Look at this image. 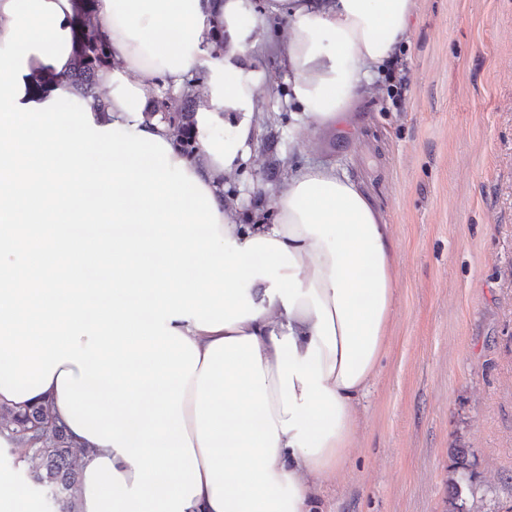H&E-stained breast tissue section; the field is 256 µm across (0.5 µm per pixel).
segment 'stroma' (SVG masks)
Listing matches in <instances>:
<instances>
[{"mask_svg": "<svg viewBox=\"0 0 512 512\" xmlns=\"http://www.w3.org/2000/svg\"><path fill=\"white\" fill-rule=\"evenodd\" d=\"M400 58L401 101L380 72L353 130L311 134L261 56L256 136L224 196L271 224L275 159L332 162L396 244L386 349L320 512H444L456 448L477 512H512V0H421Z\"/></svg>", "mask_w": 512, "mask_h": 512, "instance_id": "35a3bbf8", "label": "stroma"}]
</instances>
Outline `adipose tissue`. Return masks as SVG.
Wrapping results in <instances>:
<instances>
[{"mask_svg": "<svg viewBox=\"0 0 512 512\" xmlns=\"http://www.w3.org/2000/svg\"><path fill=\"white\" fill-rule=\"evenodd\" d=\"M419 5L100 0L108 94L72 124L65 87L31 85L71 66L73 0H0V406L47 404L85 449L79 512H315L342 474L392 320L390 226L332 163L292 168L272 224L240 223L224 180L256 57L277 52L303 130H348ZM197 70L193 159L151 109Z\"/></svg>", "mask_w": 512, "mask_h": 512, "instance_id": "ef3b65f1", "label": "adipose tissue"}]
</instances>
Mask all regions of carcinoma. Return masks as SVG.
Wrapping results in <instances>:
<instances>
[{
    "label": "carcinoma",
    "mask_w": 512,
    "mask_h": 512,
    "mask_svg": "<svg viewBox=\"0 0 512 512\" xmlns=\"http://www.w3.org/2000/svg\"><path fill=\"white\" fill-rule=\"evenodd\" d=\"M97 2L74 0L72 70L63 83L78 99L104 98L97 74L112 66L111 47L95 24ZM204 104L200 76L187 80L178 95L170 88L161 96L154 95V113L161 115L169 125L176 145L189 157L197 156L195 115ZM5 432L14 445L10 454L15 462L37 461L36 470L31 472L34 488L47 493L53 512H79L80 451L71 445L66 428L52 420L47 406L25 409L1 406L0 433ZM469 455L467 448L454 449L445 512H473V506L468 504V493L471 492Z\"/></svg>",
    "instance_id": "1"
}]
</instances>
